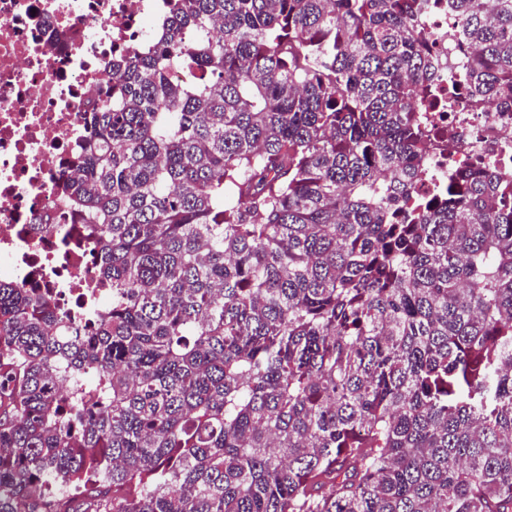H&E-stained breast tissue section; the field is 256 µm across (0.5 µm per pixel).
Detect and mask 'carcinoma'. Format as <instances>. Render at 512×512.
Here are the masks:
<instances>
[{
	"mask_svg": "<svg viewBox=\"0 0 512 512\" xmlns=\"http://www.w3.org/2000/svg\"><path fill=\"white\" fill-rule=\"evenodd\" d=\"M424 2L169 0L112 56L62 185L112 306L0 282V512H512V182L413 197ZM455 9L512 113V0Z\"/></svg>",
	"mask_w": 512,
	"mask_h": 512,
	"instance_id": "1",
	"label": "carcinoma"
}]
</instances>
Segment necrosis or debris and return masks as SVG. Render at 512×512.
<instances>
[{
  "label": "necrosis or debris",
  "instance_id": "4bbe7bcc",
  "mask_svg": "<svg viewBox=\"0 0 512 512\" xmlns=\"http://www.w3.org/2000/svg\"><path fill=\"white\" fill-rule=\"evenodd\" d=\"M165 0H0V280L62 289L61 305L93 312L109 306L92 239L61 192L85 136L84 113L103 98L114 54L141 49ZM419 22L438 75L437 92L462 86L470 47L451 0H428ZM427 197L482 160L512 178V113L495 105L451 107L421 101Z\"/></svg>",
  "mask_w": 512,
  "mask_h": 512
}]
</instances>
